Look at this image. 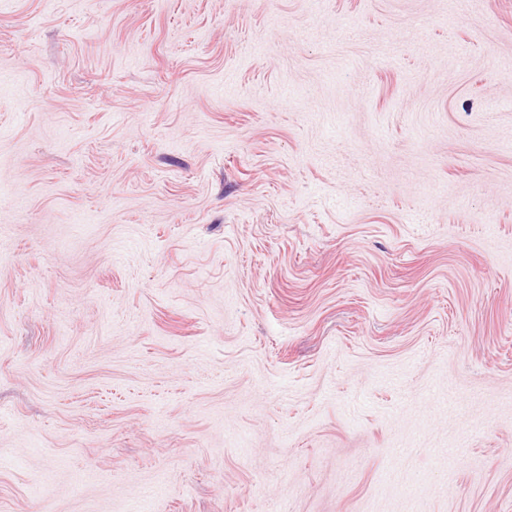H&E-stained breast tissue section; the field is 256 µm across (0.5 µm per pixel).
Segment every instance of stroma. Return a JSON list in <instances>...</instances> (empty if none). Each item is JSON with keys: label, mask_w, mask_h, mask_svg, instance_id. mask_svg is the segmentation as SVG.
Segmentation results:
<instances>
[{"label": "stroma", "mask_w": 512, "mask_h": 512, "mask_svg": "<svg viewBox=\"0 0 512 512\" xmlns=\"http://www.w3.org/2000/svg\"><path fill=\"white\" fill-rule=\"evenodd\" d=\"M0 512H512V0H0Z\"/></svg>", "instance_id": "stroma-1"}]
</instances>
